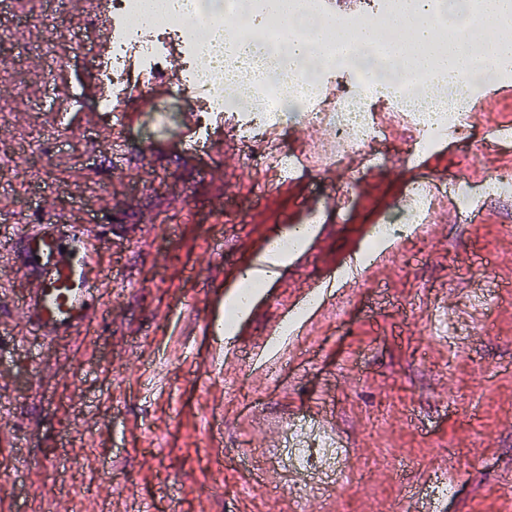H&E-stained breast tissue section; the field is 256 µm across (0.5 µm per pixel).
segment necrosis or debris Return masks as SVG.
Here are the masks:
<instances>
[{"mask_svg":"<svg viewBox=\"0 0 512 512\" xmlns=\"http://www.w3.org/2000/svg\"><path fill=\"white\" fill-rule=\"evenodd\" d=\"M184 3V13L145 19L141 16L143 0H112L115 29L108 77L110 81H119L134 56L141 64L156 68L169 44L182 40L189 20L201 22L207 28L237 21L248 25L261 36L265 47L260 54L261 75L249 88L228 80L229 72L241 61V52L232 40L224 44L219 68L209 72L195 64L197 57L208 52L209 45L193 39L187 51V82L189 88L210 90L207 106L213 114L230 112V126L241 144L271 141L270 153L249 156L250 167L265 176L281 178L283 170L298 167L304 156L322 164L352 153L376 152L378 146L390 142L387 128L378 119L385 103L409 129L407 145L412 149L432 148L447 137L449 130L464 128L469 118L473 84L453 87L438 100L432 99L425 88L415 93L395 90L389 83L371 82L359 65L343 62L344 50L336 43L320 51L317 75L310 88L291 89L287 80L288 48L305 32L285 27L272 0H224L217 16L207 8L206 0ZM131 16L136 17V26H126V19ZM328 72L334 76L336 96L332 106L324 109L317 102ZM292 118L329 128L331 135L327 140L308 143L302 156L288 154L276 135L287 128ZM510 186L512 171H499L479 182L458 176L447 187L429 179L417 180L408 189L411 205L402 211L403 224H378L373 232L383 242L396 240L402 237L404 226L420 227L440 200H447L454 215L460 218L471 210L475 199L495 195ZM280 462L302 474L293 489L296 512H303L311 494L330 496L346 485L344 458L339 449L323 447L314 454L308 442L290 439L280 451Z\"/></svg>","mask_w":512,"mask_h":512,"instance_id":"1","label":"necrosis or debris"}]
</instances>
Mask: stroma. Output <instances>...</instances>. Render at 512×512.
<instances>
[{"label":"stroma","mask_w":512,"mask_h":512,"mask_svg":"<svg viewBox=\"0 0 512 512\" xmlns=\"http://www.w3.org/2000/svg\"><path fill=\"white\" fill-rule=\"evenodd\" d=\"M0 269L20 265L16 234L49 216L58 234L96 228L93 274L111 290L89 332L16 346L0 334V512H293L287 484L251 471L281 444L273 429L301 407L331 412L351 452L348 490L306 512H403L411 491L454 476L437 512H512V193L478 205L486 218L440 225L390 246L355 273L373 225L397 219L395 200L427 172L474 179L511 168L512 154L393 156L349 208L328 197L339 177L297 192H263L247 151L213 117L220 150L192 144L183 46L167 49L164 79L144 89L135 122L104 135L96 97L61 137L48 99L80 90L99 70L100 27L87 0H13L0 17ZM318 228L232 337L209 335L251 253L293 225ZM328 282L308 305L306 285ZM489 291L491 311L477 302ZM466 312L470 332L436 343L440 303ZM296 320L293 335L283 323ZM233 358L210 371L213 341ZM48 384L32 388L33 361ZM57 454L40 470L30 458Z\"/></svg>","instance_id":"obj_1"}]
</instances>
